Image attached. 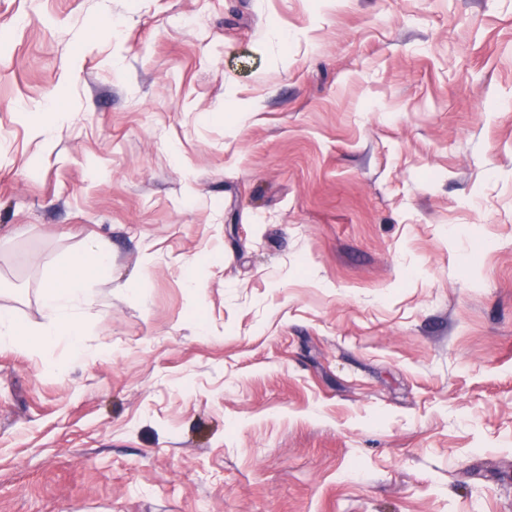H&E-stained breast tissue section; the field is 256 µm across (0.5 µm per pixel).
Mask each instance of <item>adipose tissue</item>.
Listing matches in <instances>:
<instances>
[{
	"mask_svg": "<svg viewBox=\"0 0 512 512\" xmlns=\"http://www.w3.org/2000/svg\"><path fill=\"white\" fill-rule=\"evenodd\" d=\"M111 265L110 251L95 246L73 260L65 276L48 282L41 293L47 322L39 331L26 332L10 312L1 310L0 345L11 346L25 341L35 348L62 339L73 351H80L82 328L74 311L86 295L87 278L108 270Z\"/></svg>",
	"mask_w": 512,
	"mask_h": 512,
	"instance_id": "1",
	"label": "adipose tissue"
}]
</instances>
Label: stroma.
Here are the masks:
<instances>
[{
	"label": "stroma",
	"mask_w": 512,
	"mask_h": 512,
	"mask_svg": "<svg viewBox=\"0 0 512 512\" xmlns=\"http://www.w3.org/2000/svg\"><path fill=\"white\" fill-rule=\"evenodd\" d=\"M94 244L0 512H512V0H0V309Z\"/></svg>",
	"instance_id": "35a3bbf8"
}]
</instances>
